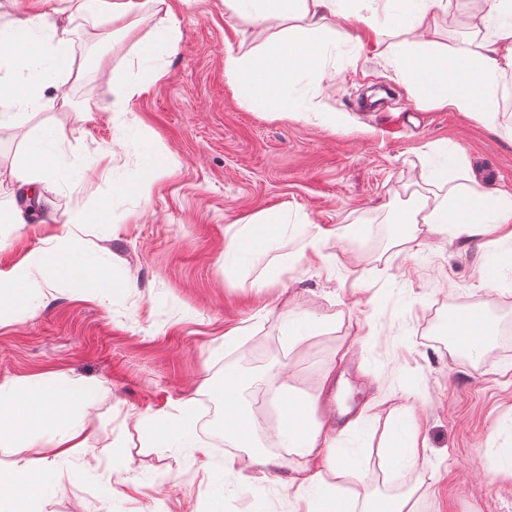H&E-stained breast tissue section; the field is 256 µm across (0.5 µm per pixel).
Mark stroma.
<instances>
[{
  "instance_id": "35a3bbf8",
  "label": "stroma",
  "mask_w": 512,
  "mask_h": 512,
  "mask_svg": "<svg viewBox=\"0 0 512 512\" xmlns=\"http://www.w3.org/2000/svg\"><path fill=\"white\" fill-rule=\"evenodd\" d=\"M177 17L178 54L145 64L138 41L167 22L159 0H146L131 34L110 43L75 20L67 104L15 110L12 134L0 140L2 210L25 205L12 173L42 126L63 131L58 148L72 171L42 184L32 223H0V268L64 235L73 210L92 213L105 201L109 219L78 240L132 282L85 289L36 269L34 312L0 323V379L63 376L96 388L79 415L91 432L87 447L51 459L54 488L42 512H209L214 473L223 476V512H289L284 480L295 456L274 448L279 470L241 482L224 469L236 450L212 430L210 402L228 368L248 380L252 404L285 372L309 389L363 320L377 341L347 367L355 405L376 386L416 391L428 448L422 465L394 477L377 447L363 449L355 493L414 486L418 512H512V476H483L512 450L503 428L512 422V262L482 263L472 243L445 234L403 244L395 223L428 194L422 174L444 153L483 188L512 195V144L470 115L416 101L397 71L395 32L374 39L355 19L328 17L325 81L294 87L317 107L313 115L249 103L224 72L227 55L259 52L284 19L251 23L225 12L224 0H187ZM438 25L439 42L468 48V0H452ZM112 70L136 87L124 115L106 110ZM141 132L174 157L147 200L112 189L113 178L140 173ZM117 140L123 148L107 154ZM264 210L289 226L277 253L290 266L280 283L260 287L258 268L225 275L224 241L231 224ZM310 224L348 230L323 247L329 266L309 258ZM490 274L507 290L488 294ZM288 303L322 321L320 335L289 346ZM469 310L499 328L477 356L442 337L448 316ZM238 326L241 341L225 344V331ZM187 398L204 451L145 447L140 414L178 415ZM119 477L126 486L117 487Z\"/></svg>"
}]
</instances>
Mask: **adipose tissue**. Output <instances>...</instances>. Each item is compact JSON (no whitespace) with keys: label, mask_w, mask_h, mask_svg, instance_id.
I'll use <instances>...</instances> for the list:
<instances>
[{"label":"adipose tissue","mask_w":512,"mask_h":512,"mask_svg":"<svg viewBox=\"0 0 512 512\" xmlns=\"http://www.w3.org/2000/svg\"><path fill=\"white\" fill-rule=\"evenodd\" d=\"M17 16L0 25V104L40 112L65 99L71 69V24L75 19L106 22L96 32L100 41L125 34L140 13L142 0H14ZM184 0H167L168 21L137 46L141 60L177 55L182 40L177 8ZM475 22L478 41L474 49L455 57L436 43L438 19L447 13L450 0H224L225 9L237 17L261 23L271 18L290 19L258 54L228 56L225 70L245 100L270 107L287 100L292 81L318 77L326 39L325 21L340 8H348L357 22L374 32L393 29L404 34L398 62L412 84L417 98L454 112L477 114L489 129L512 143V124L500 120L497 91L512 79V0H478ZM59 134L47 128L26 145L16 178L32 201H39L38 185L67 176L58 154ZM144 173L132 182L119 183L121 191H133L149 198L156 182L172 163L155 143L145 153ZM426 182L439 187L434 199H420L404 224H422L428 231L465 235L478 239L481 250L512 242V195L489 192L477 184L458 182L445 168L428 170ZM287 230L279 213L264 211L236 224L224 243V269L235 273L263 261L260 276L267 285L279 283L288 265L268 260ZM98 254L77 245L54 247L38 252L22 264L0 270V316L10 312L29 313L25 289L34 268L44 267L56 278L74 277L98 268ZM445 333L462 350L476 354L488 346L497 330L484 313L469 311L450 315ZM368 333L358 332L354 340L337 347L326 364L313 392L298 395L279 388L280 417L272 426L281 445L299 456L286 485L304 512H417L414 491L387 496L365 495L356 501L347 489L363 480L338 446L340 437L360 428L361 417L337 424L335 417L322 416L326 395L337 376L369 343ZM245 383L233 370L224 373L223 432L235 447L246 449L244 470L262 473L278 467L276 456L259 443L254 416L246 404ZM88 386L69 379L50 380L41 376L0 381V449L28 448L38 432H53L50 452L66 457L85 447L88 428L75 422ZM365 410L386 413L380 442L390 469L403 470L424 460L426 438L411 394L395 397L373 395ZM143 439L149 447L165 448L174 440L197 446L192 409L183 406L179 417L162 414L143 418ZM50 473L43 458L18 459L0 466V512H37Z\"/></svg>","instance_id":"ef3b65f1"}]
</instances>
